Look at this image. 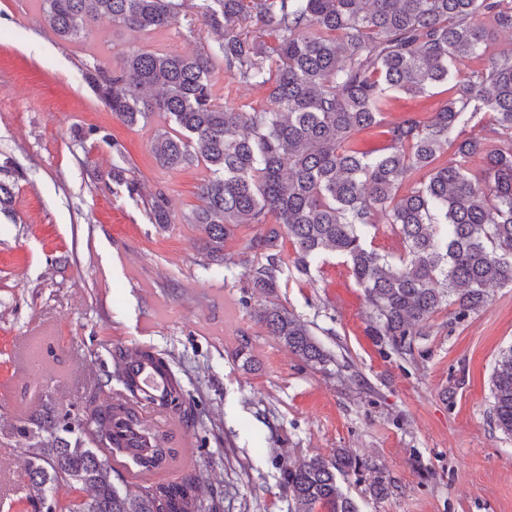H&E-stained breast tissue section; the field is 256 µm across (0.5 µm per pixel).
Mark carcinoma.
Masks as SVG:
<instances>
[{"label":"carcinoma","mask_w":512,"mask_h":512,"mask_svg":"<svg viewBox=\"0 0 512 512\" xmlns=\"http://www.w3.org/2000/svg\"><path fill=\"white\" fill-rule=\"evenodd\" d=\"M187 0H41L45 20L64 41L81 38L102 17L112 25L153 33L179 21ZM216 36L217 49L193 55L132 48L118 65L83 64V80L118 120L165 126L151 140L167 170L202 165L198 204L185 215L206 235L204 250L221 258L219 276L243 265L251 287L265 297L255 310L266 327L309 366L333 361L310 325L278 302L288 264L304 276L326 254L343 259L363 288L367 334L386 355L413 356L415 337L438 310L466 318L488 302V289L512 287V48L487 50L476 24L490 15L512 31V0H200L194 5ZM486 63L450 88L428 121L408 116L390 123L387 152L371 157L355 142L382 120L388 93L419 96L450 81L463 59ZM238 82L266 92L267 108L246 112L213 94L217 66ZM490 114L486 137L465 135ZM453 150L455 161L444 155ZM112 180L131 194L140 184L112 166ZM153 224H170L166 194L147 200ZM261 231L228 256L224 242L238 226ZM384 224L402 251L382 253L371 230ZM293 247L284 258L283 237ZM116 381L125 400L92 396L76 421L54 405L17 425L26 455L21 490L33 512H219L191 474L133 488L112 482L107 456L123 454L147 470L161 468L174 449L167 435L131 409L144 396L134 367L148 362L170 382L164 404L181 421L194 419V401L171 360L149 347H118ZM493 418L512 435V346L491 374ZM373 474L372 495L389 482L375 465L339 448L330 457L288 459L280 467L291 512H358L339 478ZM89 488L90 498L78 494Z\"/></svg>","instance_id":"cac0c4a2"}]
</instances>
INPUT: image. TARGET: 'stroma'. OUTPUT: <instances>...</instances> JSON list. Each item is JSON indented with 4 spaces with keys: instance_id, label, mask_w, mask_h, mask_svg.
<instances>
[{
    "instance_id": "obj_1",
    "label": "stroma",
    "mask_w": 512,
    "mask_h": 512,
    "mask_svg": "<svg viewBox=\"0 0 512 512\" xmlns=\"http://www.w3.org/2000/svg\"><path fill=\"white\" fill-rule=\"evenodd\" d=\"M214 44L199 19L151 34L102 20L64 41L39 0H0V179L20 174L9 213L0 212V512H31L8 426L49 402L75 416L92 392L111 398L105 380L119 345L170 357L195 403L184 427L197 448L190 471L219 492L220 512H288L281 456L339 448L392 482L378 500L369 478L342 480L359 512H512V436L494 423L490 391L494 361L512 345V288H491L488 304L463 320L441 309L404 360L367 336L363 292L340 259L307 276L288 269L279 301L335 358L311 368L253 319L264 298L250 288L249 268L204 270V234L183 220L204 168L161 169L150 143L163 117L126 126L81 75L92 56L112 66L133 47L192 54ZM212 79L224 102L265 107V92L223 68ZM447 96L440 87L397 95L382 125L357 134L358 148L385 153L389 122L428 119ZM120 157L146 189L165 192L172 224H151L143 198L113 181ZM33 336L42 339L37 375L23 362Z\"/></svg>"
}]
</instances>
